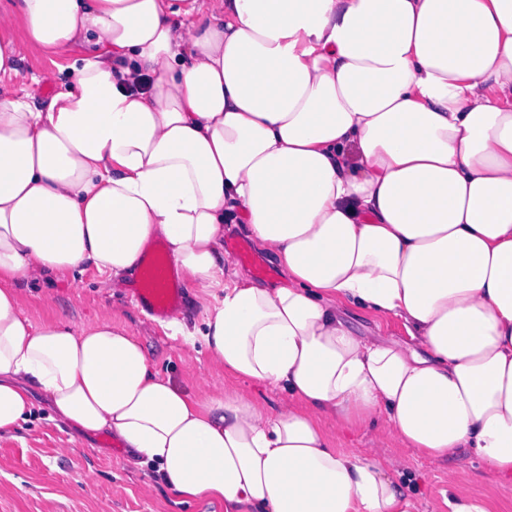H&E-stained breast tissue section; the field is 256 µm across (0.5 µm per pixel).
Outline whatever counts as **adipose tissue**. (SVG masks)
<instances>
[{
  "mask_svg": "<svg viewBox=\"0 0 512 512\" xmlns=\"http://www.w3.org/2000/svg\"><path fill=\"white\" fill-rule=\"evenodd\" d=\"M19 29L70 58L40 104ZM229 225L278 283L231 263ZM158 240L230 385L190 394L127 327L20 302L129 277ZM38 404L224 512H412L401 460L343 446L372 424L512 482V0H0V436ZM444 504L499 512L453 470ZM351 322L353 326L364 335H369L376 331V325L381 326L382 331L389 335L384 337H393L399 340H409L406 330L399 319H382L373 312L356 311L352 314Z\"/></svg>",
  "mask_w": 512,
  "mask_h": 512,
  "instance_id": "adipose-tissue-1",
  "label": "adipose tissue"
}]
</instances>
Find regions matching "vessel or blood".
<instances>
[{
  "instance_id": "b4317fda",
  "label": "vessel or blood",
  "mask_w": 512,
  "mask_h": 512,
  "mask_svg": "<svg viewBox=\"0 0 512 512\" xmlns=\"http://www.w3.org/2000/svg\"><path fill=\"white\" fill-rule=\"evenodd\" d=\"M230 256L249 266L256 276H267V266L242 241L227 242ZM131 299L148 315L165 319L178 311L183 301V289L173 268L168 252L155 246L146 252L142 261L140 280L130 291Z\"/></svg>"
}]
</instances>
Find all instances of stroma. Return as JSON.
<instances>
[{
  "label": "stroma",
  "instance_id": "1",
  "mask_svg": "<svg viewBox=\"0 0 512 512\" xmlns=\"http://www.w3.org/2000/svg\"><path fill=\"white\" fill-rule=\"evenodd\" d=\"M18 48V84L35 99L48 97L52 86L33 83L32 78L53 69V59L23 40ZM46 289L56 300L50 309L37 299ZM19 291L35 323L57 316L78 325L109 316L127 323L157 368L188 391L224 383L223 371L211 365L206 349L190 347L181 331L167 329L141 313L128 299V285L103 286L90 271L78 280L65 276L44 285L23 283ZM44 417V411H37L32 422L0 437V512H224L223 505L182 503L164 488L152 486V469L137 464L116 440L101 436L74 444L71 430L46 424ZM343 439L345 448L365 452L380 447L404 460L414 475V512H447L443 491L451 469L475 492L495 497L502 512H512V484L500 481L473 455L433 465L370 426L346 431Z\"/></svg>",
  "mask_w": 512,
  "mask_h": 512
}]
</instances>
